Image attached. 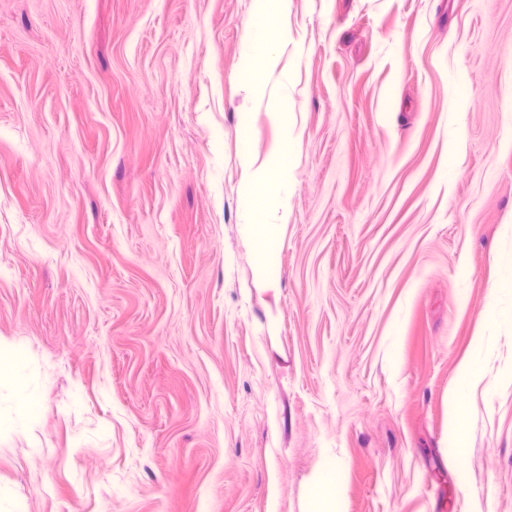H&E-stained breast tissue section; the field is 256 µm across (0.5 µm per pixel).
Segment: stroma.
Here are the masks:
<instances>
[{
    "label": "stroma",
    "mask_w": 512,
    "mask_h": 512,
    "mask_svg": "<svg viewBox=\"0 0 512 512\" xmlns=\"http://www.w3.org/2000/svg\"><path fill=\"white\" fill-rule=\"evenodd\" d=\"M259 21L0 0V340L44 406L0 436L12 512H512V335L448 451L512 282V0H292L265 31L285 88L242 67ZM286 139L255 216L283 191L288 220L247 235ZM288 153V159L291 157L292 153V145L289 141H285L278 153L276 162L273 166L268 167L260 172H258L252 183L246 188L242 196V211L245 216L248 218H252L255 213L254 206V187L257 185L266 184L269 182L272 174L277 165L281 166L285 163L286 157ZM482 327L483 332L474 340L471 354L461 369V381L465 388L477 385L482 380L488 336L512 333V284L494 290L485 308ZM457 396L456 388L448 395V434L454 452L463 449V433L467 421V410L458 402Z\"/></svg>",
    "instance_id": "stroma-1"
}]
</instances>
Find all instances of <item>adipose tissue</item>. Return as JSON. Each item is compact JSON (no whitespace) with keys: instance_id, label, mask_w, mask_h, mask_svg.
<instances>
[{"instance_id":"adipose-tissue-1","label":"adipose tissue","mask_w":512,"mask_h":512,"mask_svg":"<svg viewBox=\"0 0 512 512\" xmlns=\"http://www.w3.org/2000/svg\"><path fill=\"white\" fill-rule=\"evenodd\" d=\"M483 333L477 336L469 358L461 369L464 387L479 384L484 369V352L492 334L512 333V284L497 287L482 319ZM40 411V382L27 366L16 363L0 372V433H22L35 423Z\"/></svg>"}]
</instances>
